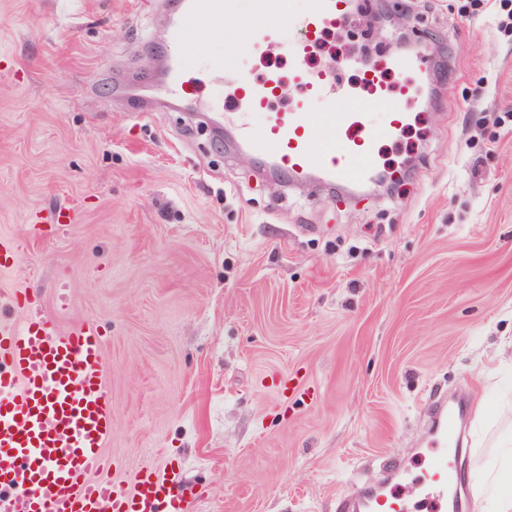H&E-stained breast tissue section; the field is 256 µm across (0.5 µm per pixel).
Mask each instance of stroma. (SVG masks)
Listing matches in <instances>:
<instances>
[{
  "label": "stroma",
  "mask_w": 512,
  "mask_h": 512,
  "mask_svg": "<svg viewBox=\"0 0 512 512\" xmlns=\"http://www.w3.org/2000/svg\"><path fill=\"white\" fill-rule=\"evenodd\" d=\"M169 0H0L1 278L60 329L106 337L112 438L123 474L179 470L196 512H336L382 460L419 498L428 399L463 407L449 465L462 512H484L472 470L501 464L512 405V35L466 0H374L311 62L396 40L428 64L415 121L381 165L414 163L392 194L280 186L256 157L185 111L139 106L147 46ZM236 23L184 35L195 100L231 106L215 57L253 67Z\"/></svg>",
  "instance_id": "stroma-1"
}]
</instances>
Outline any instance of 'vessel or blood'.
Instances as JSON below:
<instances>
[{"instance_id":"obj_1","label":"vessel or blood","mask_w":512,"mask_h":512,"mask_svg":"<svg viewBox=\"0 0 512 512\" xmlns=\"http://www.w3.org/2000/svg\"><path fill=\"white\" fill-rule=\"evenodd\" d=\"M238 0H175L166 48L167 65L155 78L157 102L173 106L191 96L194 77L180 48L186 31L206 32L213 19L237 15ZM347 0H305L295 11L291 0H251L240 21L239 39L256 56L296 36L291 55L293 79L302 96L284 111H272L281 79L276 72L259 78L225 68L223 58L210 66L229 74L235 89L238 144L271 161L294 180L317 176L326 186L358 188L374 179L381 136L397 139L411 114L393 104L394 95L411 99L418 87L389 86L380 69L344 57L336 69L312 70L306 60L327 31L343 26ZM357 69L360 88L343 87L335 72ZM326 103L309 109L311 99ZM264 117L255 131L249 117ZM459 416L437 406L430 428L438 453L421 483L433 512L448 509V444L457 439ZM112 436V405L107 387L104 337L85 322L58 330L42 309L14 288L0 287V512H192L178 471L143 466L128 479L111 476L104 450ZM403 512L400 496L384 489L365 490L339 500L337 512Z\"/></svg>"}]
</instances>
